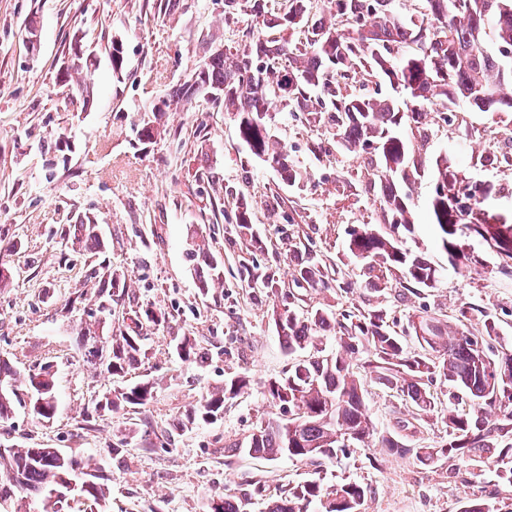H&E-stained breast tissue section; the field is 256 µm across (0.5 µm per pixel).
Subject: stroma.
<instances>
[{
	"mask_svg": "<svg viewBox=\"0 0 512 512\" xmlns=\"http://www.w3.org/2000/svg\"><path fill=\"white\" fill-rule=\"evenodd\" d=\"M31 25L38 35L34 47L28 42ZM257 30L254 16L228 12L224 0H176L166 11L160 0H0V242L7 245L0 265L12 272L8 287L0 288V357L24 370L51 364L58 401L50 422L21 408L0 421V448H56L97 462L112 474L106 512H204L211 495L240 492L258 479L274 492L286 482L316 477L327 485L356 481L371 489L364 512H459L469 497L512 495V488L499 484L493 461L472 477L459 471L455 459L425 467L376 442L352 445L332 461L225 458V447L244 441L265 416L269 403L262 384L288 358L272 320L273 296L238 275L235 258L242 244L230 239L223 205L251 212L265 244L252 256L272 265L282 282L291 280L294 257L279 230L292 219L313 250L339 264L340 279L356 285L350 294L309 292L308 305L338 310L382 304L396 317L423 306L451 316L470 305L477 310L471 321L476 328L487 308L500 320L504 348L512 351V280L498 273L495 253L474 240L469 247L481 262L478 272L465 276L449 266L430 223L431 179L414 192L415 233L406 245L439 269V279L417 297H380L358 288L360 271L345 256L347 226L379 224V205L362 192L338 194L353 159H316L307 149L313 131L289 109H277L274 131L308 173L297 189L251 154L237 137L232 115L202 92L189 111L163 116L155 142H139L136 126L145 106L189 80L209 50L246 44ZM75 35L98 58L87 105L72 102L61 79ZM116 38L126 60L119 75L105 50ZM456 109L469 114L465 144L453 146L456 127L430 114L435 133L425 160L451 150L462 175L503 184L511 174L474 165L471 153L491 151L488 135L504 130V122L469 112L463 101ZM85 214L98 220L107 242L104 255L67 248L61 237L69 221ZM194 240L205 241L221 264L223 276L206 294L186 259ZM103 260L125 282L112 307L113 325L149 306L165 312L166 321L144 324L148 356L126 377L130 384L154 381L153 399L137 410L90 420L88 408L115 387L88 368L76 341L77 330L92 322L100 286L93 267ZM185 334L208 350L205 363L178 358L174 340ZM243 372L251 388L226 405L223 419L169 434L180 412ZM367 389L379 429L398 432L412 448L445 444L442 420L429 419L417 434L398 430L405 403L387 388L371 383ZM117 447L122 456H112Z\"/></svg>",
	"mask_w": 512,
	"mask_h": 512,
	"instance_id": "stroma-1",
	"label": "stroma"
}]
</instances>
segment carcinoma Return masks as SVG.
<instances>
[{
  "mask_svg": "<svg viewBox=\"0 0 512 512\" xmlns=\"http://www.w3.org/2000/svg\"><path fill=\"white\" fill-rule=\"evenodd\" d=\"M392 0H323L324 10L335 20L327 24L311 17V0H288L284 13L265 11L263 0H225L229 8L248 7L261 20L263 31L235 50L210 53L196 78L175 89L166 107L189 101L196 93L212 94L235 115L239 139L256 157L278 163V172L290 187L299 185L306 172L298 168L287 149L271 133L269 117L277 105H291L296 117L321 124V137L310 152L330 161L334 154L354 155L358 164L338 185L342 194L354 195L360 178L379 199L380 232L369 223L352 224L347 230L346 251L360 267L358 287L375 293L400 288L411 294L431 288L438 269L428 259L403 246L402 236L414 233L412 188L429 176L434 188L430 199L431 224L448 263L460 273H470L479 260L462 248L461 238L472 237L498 258V273L512 277V211H497L489 201L495 185L470 180L456 170L447 155L430 165L421 159L420 128L436 112L452 124L454 106L467 101L479 112L512 115V0H417L416 14H396ZM112 71L125 66L124 50L116 41L108 45ZM94 61L83 58L67 67L62 79L92 71ZM375 78L376 89H366L357 75ZM388 86L392 93L382 92ZM154 120L144 122L138 140L151 143L159 135ZM477 164L512 167V149L491 156H473ZM498 217L500 223L489 219ZM234 233L255 241L251 213L241 208L234 214ZM67 242L96 254L106 249L99 225L85 216L71 225ZM298 262L292 286L297 289L329 288V271L315 251H295ZM201 293L219 279L220 263L205 243L187 252ZM240 277L261 282L279 298L273 320L290 366L263 384L271 411L245 441L228 452L253 458L296 462L313 461L338 453L377 435L368 403L366 385L373 381L395 391L414 412L398 421L402 428L442 414L448 442L440 448H409L391 435L381 436L382 447L400 456L410 455L423 466L453 456L475 470L489 458L500 465L498 479L512 487V352L498 349V318L482 312L483 331L472 333L469 308L460 307L454 319L414 309L397 322L384 307H357L337 313L322 306H301L293 291L285 292L271 267L244 265ZM97 311L112 312V300L121 281L112 266L99 263L96 270ZM165 321V313L153 307L106 336L89 327L78 333L86 362L94 371L114 379L125 378L131 365L147 355L141 320ZM336 337V349L323 347L324 333ZM414 343L409 349L408 342ZM176 352L187 364H197L205 351L193 336L177 339ZM448 384V405H442L433 386L437 377ZM27 398L17 393L16 383ZM250 376L237 373L224 379V387L210 393L182 413V427L211 424L224 417V404L244 394ZM155 383L137 382L120 387L95 401L93 412L135 409L152 397ZM24 404L38 419L56 412V378L50 366L20 372L10 360L0 358V420ZM87 469L85 461L56 448H5L0 450V502L11 512H62L70 502L50 500L76 473ZM78 512H101L110 494L111 478L97 468L86 475ZM260 481L240 495L218 494L207 512H251L256 498H267L265 512H309L317 503L323 512H360L369 493L357 482L330 487L320 479L303 483L276 496L266 495ZM463 512H512V503L495 498L469 500Z\"/></svg>",
  "mask_w": 512,
  "mask_h": 512,
  "instance_id": "carcinoma-1",
  "label": "carcinoma"
}]
</instances>
